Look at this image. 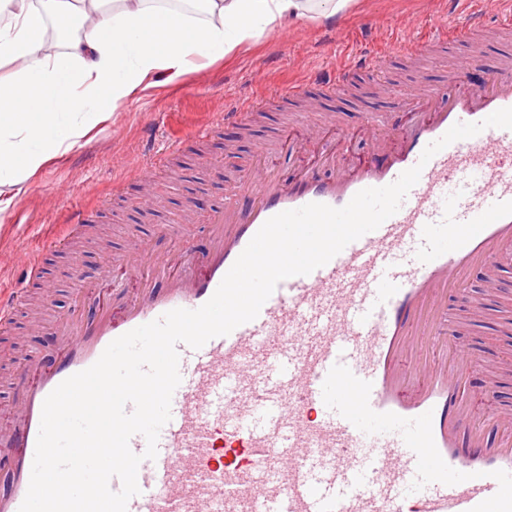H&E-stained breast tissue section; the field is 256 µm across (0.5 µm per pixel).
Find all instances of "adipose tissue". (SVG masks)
Returning <instances> with one entry per match:
<instances>
[{
    "label": "adipose tissue",
    "mask_w": 512,
    "mask_h": 512,
    "mask_svg": "<svg viewBox=\"0 0 512 512\" xmlns=\"http://www.w3.org/2000/svg\"><path fill=\"white\" fill-rule=\"evenodd\" d=\"M0 0V184L20 185L66 152L102 108L116 109L155 70L237 53L284 23L348 14L354 0ZM66 52H48V25Z\"/></svg>",
    "instance_id": "1"
}]
</instances>
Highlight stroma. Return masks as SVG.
<instances>
[{
    "label": "stroma",
    "instance_id": "obj_1",
    "mask_svg": "<svg viewBox=\"0 0 512 512\" xmlns=\"http://www.w3.org/2000/svg\"><path fill=\"white\" fill-rule=\"evenodd\" d=\"M461 10L458 0H359L352 13L335 23L298 21L288 27L286 36L266 33L235 55L213 62L199 60L191 71H154L134 96L117 110L105 112L67 152L49 159L21 188L0 187V202L6 205L0 212V285L11 286L18 277V255L32 247L33 236L53 237L76 218L83 223L82 236L107 239L113 251L122 247L130 227L141 221L133 210L137 185L128 183L118 194L112 186L128 166L154 159L173 140H181L179 156L187 167L158 181L166 202L153 223H180L190 200L196 209L211 210L222 203L224 189L221 175L209 173V166L218 160L228 169L248 165L254 144L269 137L286 117L285 112L271 110L230 158L223 145L238 136L239 126L220 127L204 141L193 137L196 130L210 126L230 100L247 103L284 84L303 81L311 72H333L348 58L383 51L393 37H418L437 24L458 23ZM441 73L432 56L400 65L391 62L378 77L361 81L358 89L347 85L337 89L336 106L345 114L346 130L335 141L337 154L349 161L367 158L365 108L376 99L392 98L401 87ZM79 254L80 266L61 257L50 269L47 279L54 288L40 334L29 332L28 304L19 306L12 334L21 343L6 376L15 374L26 355L54 346L58 312L73 308L92 312L105 306L118 313L134 299L132 287L122 294L112 292L103 274L101 249L88 242ZM498 307V302L488 303L485 321L473 331L452 330L480 350L482 363L469 378L476 390L486 384L484 362L512 346L498 330Z\"/></svg>",
    "mask_w": 512,
    "mask_h": 512
}]
</instances>
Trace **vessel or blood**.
Returning <instances> with one entry per match:
<instances>
[{
	"label": "vessel or blood",
	"mask_w": 512,
	"mask_h": 512,
	"mask_svg": "<svg viewBox=\"0 0 512 512\" xmlns=\"http://www.w3.org/2000/svg\"><path fill=\"white\" fill-rule=\"evenodd\" d=\"M494 11L511 12L512 0H470L454 29L393 39L382 54L334 72L342 85L350 72L369 74L444 41L463 47L455 60L462 71L480 53L474 33L507 45L481 87H417L396 103L401 123L385 108L368 111L374 160L340 163L327 181L302 165L285 174L281 141L259 143L221 205L180 229L156 226L161 235L182 234L186 264L195 260L193 226L208 229L197 274L168 271L147 234L105 258L113 288L137 280L141 293L117 319L59 315L58 348L30 358L36 374L20 423L4 435L14 457L0 512H19L43 403L60 383L123 334L204 305L271 217L309 203L343 207L417 165L418 182L376 230L312 273L283 280L254 320L197 350L178 345L181 383L156 459H145L144 436L129 441L143 460L127 512H512V410L475 423V406L490 397L465 389L472 352L462 345H445L429 368L410 358L416 343L448 330L449 296H465L476 273L499 282L512 256V130L490 127L420 160L454 124L512 108V32L488 23ZM21 294L0 289L1 325L14 319Z\"/></svg>",
	"instance_id": "1"
}]
</instances>
